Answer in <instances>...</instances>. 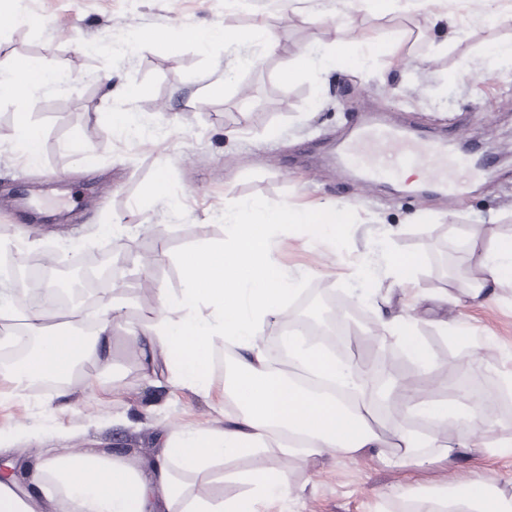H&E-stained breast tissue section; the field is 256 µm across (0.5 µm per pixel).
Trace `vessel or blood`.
I'll list each match as a JSON object with an SVG mask.
<instances>
[{"label":"vessel or blood","mask_w":512,"mask_h":512,"mask_svg":"<svg viewBox=\"0 0 512 512\" xmlns=\"http://www.w3.org/2000/svg\"><path fill=\"white\" fill-rule=\"evenodd\" d=\"M343 162L358 171L366 182L399 178L403 170H420L440 192L457 191L466 163L450 155L444 142L409 137L381 122L360 127L345 146Z\"/></svg>","instance_id":"1"}]
</instances>
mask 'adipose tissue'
I'll list each match as a JSON object with an SVG mask.
<instances>
[{
	"label": "adipose tissue",
	"mask_w": 512,
	"mask_h": 512,
	"mask_svg": "<svg viewBox=\"0 0 512 512\" xmlns=\"http://www.w3.org/2000/svg\"><path fill=\"white\" fill-rule=\"evenodd\" d=\"M181 36L202 49L216 43L238 51L258 41L269 48L275 45L269 27L187 25ZM66 81L64 73L24 58L0 70V98L31 102L38 92L60 88ZM344 219L343 209L335 206L306 211L236 204L224 212V221L232 228L230 244L205 243L184 251L179 258L183 288L175 295L157 289V314L122 331L112 319L126 304L119 293L103 305L92 330L72 322L49 324L55 285L45 282L43 302L24 310L18 330L0 335L1 350L25 346L5 375L13 392L28 390L43 379L56 381L62 392L75 384H98L100 375L112 368L113 346L121 342L134 346L142 371L164 369L171 388L207 395L212 391L216 356L228 343L237 349L232 387L238 413L221 428L167 433L146 467L95 448L41 449L37 484L51 487L57 502L69 512H259L260 502H285L294 492L283 470L261 461L271 434L277 431L288 435L289 443L281 451L291 456L335 452L355 457L376 448L381 461L400 466L415 463L419 449L433 446L430 436L404 425L381 433L369 422L371 401L361 398L353 406H343L334 395L311 390L272 368L266 357L264 330L285 315L290 292L276 258L273 229L281 224H314L322 235L332 237ZM470 260L479 272L466 287L473 303L484 304L490 289L512 286L511 238L484 247L471 245ZM282 342L290 363L310 377L345 386L355 380L353 366L337 361L324 344L292 333ZM87 365L95 368V376L84 373ZM399 397L432 425L459 419L457 436L449 440L446 452L481 447L492 404H473L464 394L448 403L435 401L407 381L400 382ZM236 457L257 461L240 476L246 486L243 495L227 498L195 491L196 480L206 478L217 462ZM417 512H512V499L476 473L454 491L443 489L419 501Z\"/></svg>",
	"instance_id": "adipose-tissue-1"
}]
</instances>
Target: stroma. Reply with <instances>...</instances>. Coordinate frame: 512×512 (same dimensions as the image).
Here are the masks:
<instances>
[{"label":"stroma","mask_w":512,"mask_h":512,"mask_svg":"<svg viewBox=\"0 0 512 512\" xmlns=\"http://www.w3.org/2000/svg\"><path fill=\"white\" fill-rule=\"evenodd\" d=\"M22 7L34 23L0 32V69L34 57L69 79L32 106L0 99V226L11 228L24 252L53 260L66 249L105 250L99 225H128L131 262L112 273L129 299L121 325L155 315L156 289L179 292L182 251L227 238L225 206L334 205L346 211L335 239L321 238L312 224L276 232L277 258L293 287L289 313L331 326L336 311L320 296L326 289L367 324L379 308L402 316L431 362L406 355L396 372L436 400H447L463 368L492 394L512 375V289L475 306L462 288L475 272L468 232L482 245L512 236V67L484 57L488 46L512 43V0H492L493 23L472 0L384 14L357 0H253L243 15L232 14L227 0H23ZM265 17L277 19L279 44H255L250 66L223 45L204 53L178 36L185 25L250 28ZM163 27L172 33L165 50L132 45L135 33ZM339 38L356 43L371 65L305 71L303 51H326ZM288 70L296 77L285 87L280 76ZM105 72L111 83L101 81ZM218 82L223 98L205 99ZM135 86L144 95L129 97ZM116 110L133 113L140 138L113 128ZM22 111L42 132L33 164L10 139ZM375 117L486 155L488 171L464 176L455 197L425 194L407 181L366 183L336 153ZM75 140L96 158L93 169L80 165ZM161 171L166 199L146 200L144 186ZM452 224L457 233H449ZM395 252L420 260L409 281L390 265ZM368 268L370 284L361 275ZM445 321L458 323L460 334L444 333ZM112 361V392L104 398L81 386L62 397L53 388L17 397L0 382V430L11 434L0 462L19 485L30 486L39 449L96 448L140 462L152 457L161 434L220 427L231 411L144 379L128 349H116ZM492 417L484 447L459 449L450 461L433 448L423 449V464L404 467L369 455L266 460L287 472L295 490L288 512H413L400 487L430 495L476 471L512 496V454L498 449L512 440V405L496 406Z\"/></svg>","instance_id":"35a3bbf8"}]
</instances>
